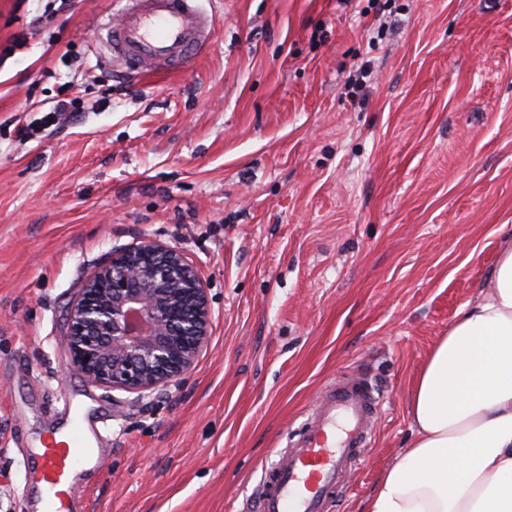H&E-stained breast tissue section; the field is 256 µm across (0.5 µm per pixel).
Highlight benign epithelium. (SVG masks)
Masks as SVG:
<instances>
[{
    "label": "benign epithelium",
    "mask_w": 512,
    "mask_h": 512,
    "mask_svg": "<svg viewBox=\"0 0 512 512\" xmlns=\"http://www.w3.org/2000/svg\"><path fill=\"white\" fill-rule=\"evenodd\" d=\"M210 317L195 267L146 238L85 281L64 341L72 367L92 383L144 397L183 386L208 346Z\"/></svg>",
    "instance_id": "benign-epithelium-1"
}]
</instances>
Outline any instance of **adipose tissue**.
Listing matches in <instances>:
<instances>
[{
	"label": "adipose tissue",
	"instance_id": "1",
	"mask_svg": "<svg viewBox=\"0 0 512 512\" xmlns=\"http://www.w3.org/2000/svg\"><path fill=\"white\" fill-rule=\"evenodd\" d=\"M410 414L414 439L363 512H512V235L431 350Z\"/></svg>",
	"mask_w": 512,
	"mask_h": 512
}]
</instances>
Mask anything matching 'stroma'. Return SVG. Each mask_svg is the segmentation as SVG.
<instances>
[{"mask_svg":"<svg viewBox=\"0 0 512 512\" xmlns=\"http://www.w3.org/2000/svg\"><path fill=\"white\" fill-rule=\"evenodd\" d=\"M200 3L210 49L143 78L104 55L118 0H0V512H36L63 390L112 413L81 512H255L356 370L385 399L329 512H361L512 227V0ZM145 238L197 269L211 321L184 387L138 399L71 368L63 336L87 277Z\"/></svg>","mask_w":512,"mask_h":512,"instance_id":"35a3bbf8","label":"stroma"}]
</instances>
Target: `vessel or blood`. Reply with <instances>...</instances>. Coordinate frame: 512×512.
<instances>
[{
	"label": "vessel or blood",
	"mask_w": 512,
	"mask_h": 512,
	"mask_svg": "<svg viewBox=\"0 0 512 512\" xmlns=\"http://www.w3.org/2000/svg\"><path fill=\"white\" fill-rule=\"evenodd\" d=\"M214 23L197 0H124L105 28L106 40L113 59L144 74L202 54L212 44ZM380 410V395L368 377H336L266 474L256 512H328L330 493L346 490L363 464ZM39 458L44 512H69L71 475L90 462L106 465L104 452L89 447L79 426L52 440Z\"/></svg>",
	"instance_id": "b4317fda"
}]
</instances>
